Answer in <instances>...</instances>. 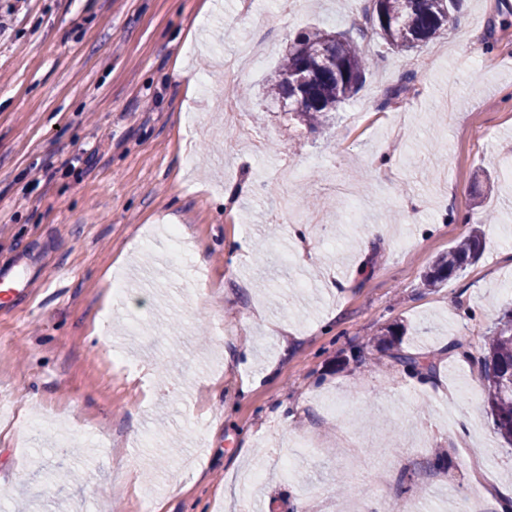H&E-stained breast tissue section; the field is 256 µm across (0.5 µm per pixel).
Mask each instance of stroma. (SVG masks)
I'll return each mask as SVG.
<instances>
[{
	"label": "stroma",
	"instance_id": "1",
	"mask_svg": "<svg viewBox=\"0 0 512 512\" xmlns=\"http://www.w3.org/2000/svg\"><path fill=\"white\" fill-rule=\"evenodd\" d=\"M366 5L0 0V265L27 259L36 288L0 315V512H499L512 446L483 374L512 302V0H458L408 53L360 41L373 64L322 128L270 108L289 43L356 34ZM235 84L264 156L224 119ZM475 223L479 261L425 287ZM384 336H389L384 342L388 343L387 346L389 348L395 349L394 358L397 362L417 373H422L423 371L433 373L434 366L432 363H425L420 357L406 354L398 348L400 340L396 336L401 335L397 331L388 330Z\"/></svg>",
	"mask_w": 512,
	"mask_h": 512
}]
</instances>
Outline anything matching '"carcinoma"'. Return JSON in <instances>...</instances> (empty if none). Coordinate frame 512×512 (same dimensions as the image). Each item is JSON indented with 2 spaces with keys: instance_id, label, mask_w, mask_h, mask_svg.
<instances>
[{
  "instance_id": "1",
  "label": "carcinoma",
  "mask_w": 512,
  "mask_h": 512,
  "mask_svg": "<svg viewBox=\"0 0 512 512\" xmlns=\"http://www.w3.org/2000/svg\"><path fill=\"white\" fill-rule=\"evenodd\" d=\"M454 0H371L365 23L393 50L407 52L436 38L453 23ZM370 59L347 34L315 27L299 34L267 80L266 94L288 102L291 119L310 128L328 124L333 112L355 95ZM482 233L476 229L440 257L424 277L436 288L477 261ZM388 347L401 365L417 372L434 366L398 349V332L387 331ZM485 402L494 428L512 444V307L504 310L490 329L485 344Z\"/></svg>"
}]
</instances>
